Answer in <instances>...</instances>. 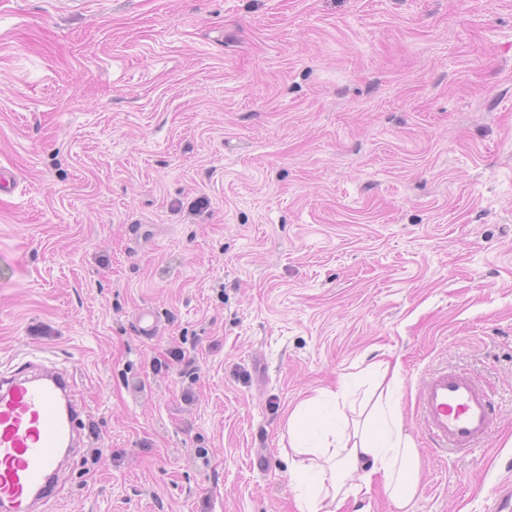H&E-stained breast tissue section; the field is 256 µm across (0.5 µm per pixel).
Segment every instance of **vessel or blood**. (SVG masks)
I'll return each instance as SVG.
<instances>
[{"label": "vessel or blood", "mask_w": 512, "mask_h": 512, "mask_svg": "<svg viewBox=\"0 0 512 512\" xmlns=\"http://www.w3.org/2000/svg\"><path fill=\"white\" fill-rule=\"evenodd\" d=\"M70 390V372L50 361L0 372V512H34L58 494L62 465L83 439ZM420 400L438 447L467 452L490 438L492 403L469 377L434 373Z\"/></svg>", "instance_id": "obj_1"}]
</instances>
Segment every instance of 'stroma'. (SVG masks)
<instances>
[{
  "label": "stroma",
  "mask_w": 512,
  "mask_h": 512,
  "mask_svg": "<svg viewBox=\"0 0 512 512\" xmlns=\"http://www.w3.org/2000/svg\"><path fill=\"white\" fill-rule=\"evenodd\" d=\"M0 167V371L73 369L89 436L38 512H297L289 414L396 359L411 512H491L512 0H0ZM443 368L494 406L466 456L419 416Z\"/></svg>",
  "instance_id": "1"
}]
</instances>
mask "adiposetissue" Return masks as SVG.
<instances>
[{
  "label": "adipose tissue",
  "instance_id": "1",
  "mask_svg": "<svg viewBox=\"0 0 512 512\" xmlns=\"http://www.w3.org/2000/svg\"><path fill=\"white\" fill-rule=\"evenodd\" d=\"M377 369L388 383L380 392L365 395L360 405H353L341 386L303 401L289 416V473L296 483L313 484L310 492L298 496V512H338L348 498L366 493L377 476L384 478L398 512H409L418 488L417 450L394 409L401 365L382 362ZM325 398L334 402L343 430L321 419L319 405ZM307 417L323 435L319 444L306 441Z\"/></svg>",
  "mask_w": 512,
  "mask_h": 512
}]
</instances>
